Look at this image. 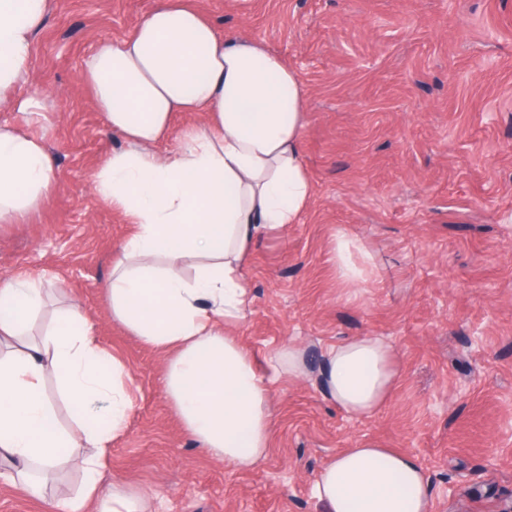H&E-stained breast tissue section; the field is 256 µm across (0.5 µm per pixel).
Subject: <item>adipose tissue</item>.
Returning a JSON list of instances; mask_svg holds the SVG:
<instances>
[{
    "label": "adipose tissue",
    "instance_id": "adipose-tissue-1",
    "mask_svg": "<svg viewBox=\"0 0 512 512\" xmlns=\"http://www.w3.org/2000/svg\"><path fill=\"white\" fill-rule=\"evenodd\" d=\"M52 0H0V108L23 122L45 111L30 86L34 36ZM82 80L123 142L95 172L102 202L133 224L102 293L113 321L162 354L167 398L183 429L209 457L247 471L268 455L271 384L307 378L354 417L391 396L399 369L377 336L342 340L309 367L305 347L285 343L259 369L231 331L253 303L245 268L261 238L301 223L314 194L301 146L305 94L296 74L266 47L218 32L189 0H160L132 33L98 39ZM182 112L201 115L166 155L155 146ZM54 158L45 141L0 125V222L35 210L53 190ZM336 278L350 288L374 275L363 242L345 229L330 241ZM195 259L192 276L179 266ZM43 279L0 283V463L19 489L40 497L35 473L83 448V481L60 512H149L148 497L107 476L112 440L135 401L129 364L99 345L88 315L63 308L45 336L31 321L43 308ZM55 376L71 405L64 428L44 389ZM314 496L328 512H430L429 483L407 453L366 441L336 455Z\"/></svg>",
    "mask_w": 512,
    "mask_h": 512
}]
</instances>
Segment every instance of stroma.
I'll return each mask as SVG.
<instances>
[{"instance_id":"obj_1","label":"stroma","mask_w":512,"mask_h":512,"mask_svg":"<svg viewBox=\"0 0 512 512\" xmlns=\"http://www.w3.org/2000/svg\"><path fill=\"white\" fill-rule=\"evenodd\" d=\"M157 0H53L32 79L50 94L31 122L56 187L0 222V282L44 275L79 306L99 344L132 367L137 397L107 464L147 490L153 512H326L312 494L336 454L367 440L418 460L431 512H512V0H194L219 31L262 42L304 86L303 159L315 195L302 223L261 240L247 269L255 301L233 330L265 362L286 341L309 364L355 336L386 340L400 379L376 414L355 418L310 380L272 387L269 453L241 471L198 450L172 411L161 356L114 323L101 284L130 232L92 175L122 141L82 83L98 37H121ZM360 237L375 276L342 287L330 236ZM82 472L45 499L0 468V512H53Z\"/></svg>"}]
</instances>
